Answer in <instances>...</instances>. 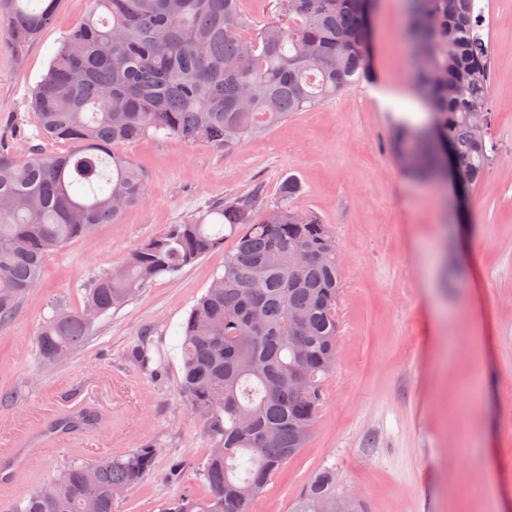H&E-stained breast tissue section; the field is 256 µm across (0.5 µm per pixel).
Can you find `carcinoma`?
<instances>
[{"label": "carcinoma", "instance_id": "cac0c4a2", "mask_svg": "<svg viewBox=\"0 0 512 512\" xmlns=\"http://www.w3.org/2000/svg\"><path fill=\"white\" fill-rule=\"evenodd\" d=\"M58 0H8L12 49L52 23ZM406 41L423 57L412 82L424 126L393 125L391 149L414 179L460 193L493 161L488 111L493 60L475 0H406ZM242 0H93L89 18L56 50L31 105L41 133L70 146L20 158L0 145V328L37 287L45 257L115 222L147 197V178L109 146L153 134L226 153L263 130L349 89L375 82L369 63L375 0H277L276 18L253 26ZM258 193L213 202L126 262L95 277L76 311L54 310L36 337L54 363L83 347L95 317L124 306L148 283L173 276L233 241L224 271L182 325L181 391L204 423L205 494L167 500L161 512H251L271 477L308 444L338 359L341 279L336 237L294 204ZM307 377L305 391L294 380ZM141 448L73 463L14 512H114L152 470ZM290 512H360L324 469Z\"/></svg>", "mask_w": 512, "mask_h": 512}]
</instances>
